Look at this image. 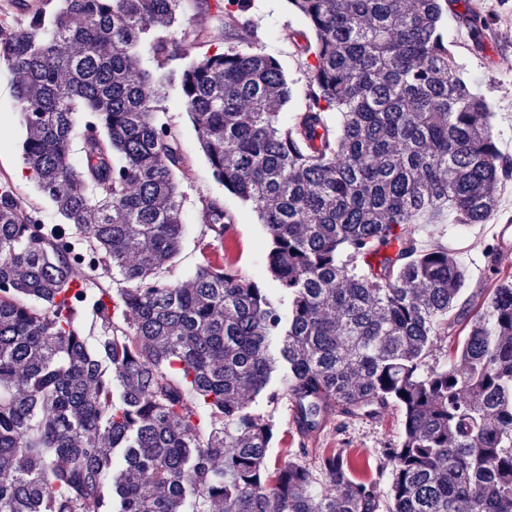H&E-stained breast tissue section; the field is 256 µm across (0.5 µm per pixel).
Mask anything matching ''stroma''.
Segmentation results:
<instances>
[{
	"instance_id": "stroma-1",
	"label": "stroma",
	"mask_w": 512,
	"mask_h": 512,
	"mask_svg": "<svg viewBox=\"0 0 512 512\" xmlns=\"http://www.w3.org/2000/svg\"><path fill=\"white\" fill-rule=\"evenodd\" d=\"M471 8L487 23L485 46L476 51L470 31L456 13L445 22L448 48L455 57L464 78L473 90L483 95L491 112V127L499 149L512 155V0H469ZM251 26L264 51L280 62L294 89V97L281 111L289 119L301 106L307 71L298 56L292 33L305 30L301 16L292 13L287 0H254ZM205 29L207 41L198 45L182 37L183 31ZM179 39V49L167 68L176 71L197 56L227 46L248 49V41L225 35L214 12L204 9L197 0H189L177 27L172 30ZM15 78L5 65H0V185L8 184L15 197L26 207L39 211L43 221L58 223L59 217L51 201L40 193L22 155L26 129L21 121L14 93ZM158 122L171 127L177 135L185 164L176 173L182 195V247L165 278L185 282L204 261L232 264L242 275L263 279L266 265L267 233L250 204L229 193L212 176L208 160L188 112L176 93H169ZM215 200L235 222L228 226L224 243L212 246L213 234L202 219V205ZM512 222V183L499 196L493 218L485 224H409L406 234L428 245L438 241L453 249L466 270L465 295L474 296L487 287L488 260L485 245L499 225ZM270 388L275 398L260 395L249 402L250 409L268 417L276 427V438L269 450L271 460L292 456L313 461L318 450L336 448L349 453H362L369 459L370 474L376 480L381 496H388L390 474L383 456L384 448L397 441L402 433V415L393 407L376 419L337 417L327 428L308 441H299L293 432L290 404L281 377H274Z\"/></svg>"
}]
</instances>
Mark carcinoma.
<instances>
[{"instance_id": "obj_1", "label": "carcinoma", "mask_w": 512, "mask_h": 512, "mask_svg": "<svg viewBox=\"0 0 512 512\" xmlns=\"http://www.w3.org/2000/svg\"><path fill=\"white\" fill-rule=\"evenodd\" d=\"M230 2L205 7L226 32L250 29L252 0ZM288 3L307 24L293 39L308 80L287 123L293 87L254 40L163 73L183 0H57L0 42L24 162L62 218L0 187V512H380L345 451L270 464L274 425L246 397L281 366L301 440L400 408L386 512H512V271L487 245V291L462 303L457 257L403 231L484 224L512 182L445 42L448 0ZM459 18L484 47L482 18ZM167 85L214 179L264 224L288 312L226 265L163 278L183 234L184 157L154 117ZM203 211L221 240L233 217L214 200ZM87 312L104 328L96 350ZM457 325L456 359L431 364Z\"/></svg>"}]
</instances>
